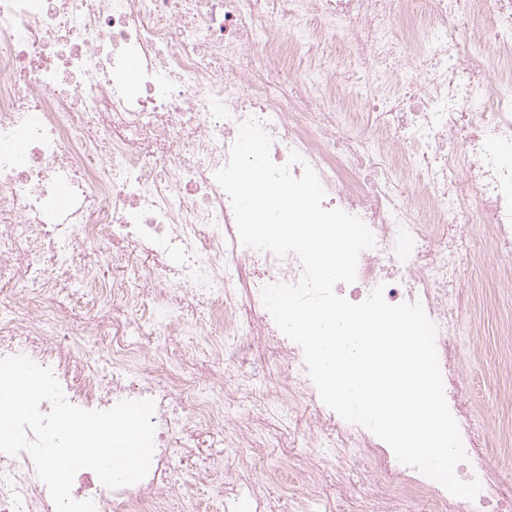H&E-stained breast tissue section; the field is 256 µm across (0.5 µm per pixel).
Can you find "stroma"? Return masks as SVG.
Instances as JSON below:
<instances>
[{
	"instance_id": "35a3bbf8",
	"label": "stroma",
	"mask_w": 512,
	"mask_h": 512,
	"mask_svg": "<svg viewBox=\"0 0 512 512\" xmlns=\"http://www.w3.org/2000/svg\"><path fill=\"white\" fill-rule=\"evenodd\" d=\"M488 250V244H481L464 268L465 276L480 284L472 312L481 320L484 333L474 347L464 348L462 367L474 413L487 432V462L492 468L506 470L512 469V344L503 330L512 325V291L481 285ZM198 448L211 460L209 475L186 500H174V512H211L212 502L224 492L223 432H203Z\"/></svg>"
}]
</instances>
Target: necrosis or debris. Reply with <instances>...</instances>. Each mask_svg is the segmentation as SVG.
<instances>
[{
  "mask_svg": "<svg viewBox=\"0 0 512 512\" xmlns=\"http://www.w3.org/2000/svg\"><path fill=\"white\" fill-rule=\"evenodd\" d=\"M416 0H0V358L50 369L71 404L108 410L151 400L148 475L115 489L76 473L72 495L96 512H172L205 462L170 483L189 430H222L234 451L225 507L256 512H512V471L488 466L463 393L460 349L482 333L462 275L469 243L492 239L485 282L512 288V0H429L414 37L397 32ZM358 80L336 97L337 49ZM313 53L303 72L288 56ZM257 121L270 156L317 173L324 208L360 218L375 244L353 284L363 301L420 302L437 327L448 407L467 456L451 495L400 463L369 429L321 401L303 352L266 309L265 286L298 283L296 254L244 246L214 178L242 123ZM415 175L407 190L405 178ZM216 360L201 392L195 351L148 352L179 335L183 312ZM109 337L98 364L88 337ZM257 448L303 443L260 481L239 472ZM279 485L280 498L268 488ZM0 512H56L28 453H0Z\"/></svg>",
  "mask_w": 512,
  "mask_h": 512,
  "instance_id": "4bbe7bcc",
  "label": "necrosis or debris"
}]
</instances>
